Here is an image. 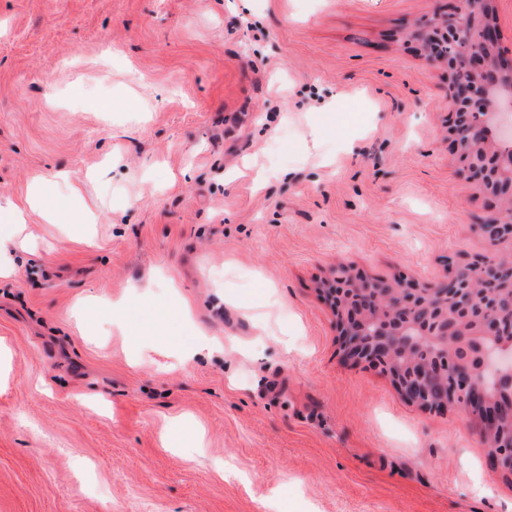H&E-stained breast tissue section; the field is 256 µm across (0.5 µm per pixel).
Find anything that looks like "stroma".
<instances>
[{
	"label": "stroma",
	"mask_w": 512,
	"mask_h": 512,
	"mask_svg": "<svg viewBox=\"0 0 512 512\" xmlns=\"http://www.w3.org/2000/svg\"><path fill=\"white\" fill-rule=\"evenodd\" d=\"M451 0H0V512H512L472 419L343 363L320 287L486 254L411 29ZM186 419L176 429V419ZM57 182H68L70 196L77 200L82 199L81 186L70 181L67 173L51 172L29 189L24 203L9 201L4 206H0V209L7 213L10 221V229L5 232L0 231V276H8L13 273L14 252L22 244L19 239L20 235L37 213L36 200L44 202L48 191Z\"/></svg>",
	"instance_id": "obj_1"
}]
</instances>
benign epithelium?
Masks as SVG:
<instances>
[{"label": "benign epithelium", "instance_id": "obj_1", "mask_svg": "<svg viewBox=\"0 0 512 512\" xmlns=\"http://www.w3.org/2000/svg\"><path fill=\"white\" fill-rule=\"evenodd\" d=\"M414 35L426 45L430 61L448 68L450 153L468 181L501 202L495 230L483 222L477 230L491 253L512 247V151L495 140L488 123L498 101L512 99V55L499 49L493 0H456L454 7L420 21ZM322 291L334 302L343 362L381 370L401 365L394 381L401 396L410 403L431 402L437 412L448 409V398L434 403L432 392H445L451 375L463 389L461 412L484 431L499 425L500 394L488 393L483 383L492 364L474 363L467 346L474 336H511L512 315L470 322L455 311L480 304L482 290H460L452 277L418 288L401 278L368 279L339 270ZM409 308L424 310V317L407 322ZM423 336L437 353L432 361L416 356ZM486 467L498 474L512 468V440L502 448L487 449Z\"/></svg>", "mask_w": 512, "mask_h": 512}]
</instances>
